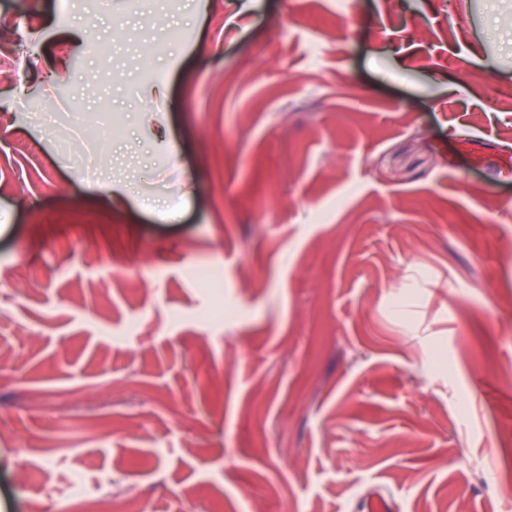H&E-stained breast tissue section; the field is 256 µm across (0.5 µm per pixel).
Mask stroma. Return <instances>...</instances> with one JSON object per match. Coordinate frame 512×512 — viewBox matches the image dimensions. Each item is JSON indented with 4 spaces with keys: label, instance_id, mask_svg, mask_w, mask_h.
<instances>
[{
    "label": "stroma",
    "instance_id": "stroma-1",
    "mask_svg": "<svg viewBox=\"0 0 512 512\" xmlns=\"http://www.w3.org/2000/svg\"><path fill=\"white\" fill-rule=\"evenodd\" d=\"M0 18V512H506L512 0Z\"/></svg>",
    "mask_w": 512,
    "mask_h": 512
}]
</instances>
